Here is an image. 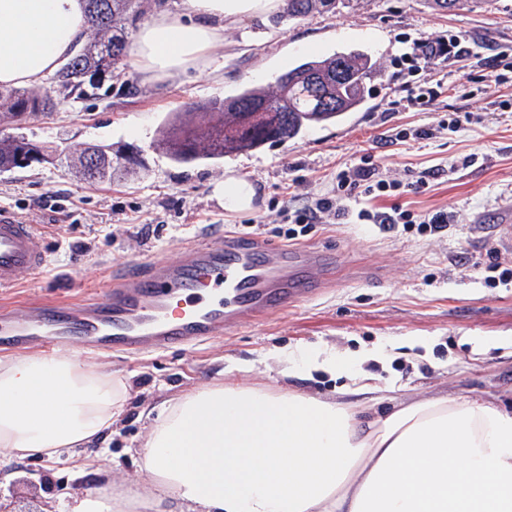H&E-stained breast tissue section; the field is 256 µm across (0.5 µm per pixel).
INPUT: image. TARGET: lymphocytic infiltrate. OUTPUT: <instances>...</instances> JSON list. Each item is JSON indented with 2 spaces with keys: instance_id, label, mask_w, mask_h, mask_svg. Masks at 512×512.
<instances>
[{
  "instance_id": "1",
  "label": "lymphocytic infiltrate",
  "mask_w": 512,
  "mask_h": 512,
  "mask_svg": "<svg viewBox=\"0 0 512 512\" xmlns=\"http://www.w3.org/2000/svg\"><path fill=\"white\" fill-rule=\"evenodd\" d=\"M404 49L393 60L394 66L411 74L429 72L433 65L470 54L472 41L463 35L443 32L432 38L405 36ZM408 189L419 190V183H403L402 180L384 173L373 156H362L358 163L341 170L336 177L334 196L306 195L284 201L278 211L281 227L278 234L286 242H298L309 236L316 225L333 224L349 215H356L365 224H378L383 229L393 230L397 226L416 229L422 236L441 232L455 216L445 209L415 214L400 208L391 211L362 209L351 212L350 202L358 195L372 198L391 192Z\"/></svg>"
}]
</instances>
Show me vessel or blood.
Wrapping results in <instances>:
<instances>
[{
	"mask_svg": "<svg viewBox=\"0 0 512 512\" xmlns=\"http://www.w3.org/2000/svg\"><path fill=\"white\" fill-rule=\"evenodd\" d=\"M47 262L37 225L0 210V288ZM324 264L314 250L249 236L206 238L177 260L115 277L99 298L1 305L0 348L52 354L78 345L136 356L200 345L312 299Z\"/></svg>",
	"mask_w": 512,
	"mask_h": 512,
	"instance_id": "b4317fda",
	"label": "vessel or blood"
}]
</instances>
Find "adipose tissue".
I'll list each match as a JSON object with an SVG mask.
<instances>
[{
    "label": "adipose tissue",
    "instance_id": "1",
    "mask_svg": "<svg viewBox=\"0 0 512 512\" xmlns=\"http://www.w3.org/2000/svg\"><path fill=\"white\" fill-rule=\"evenodd\" d=\"M284 0H184L139 29L130 57L144 80L208 66L224 30ZM85 0H0V86L40 82L80 46ZM213 196L254 209L253 182L227 170ZM285 377L348 376L362 402L228 381L184 395L154 419L143 452L148 493L106 489L69 512H162L175 496L194 512H512V412L469 394L383 397L366 356L331 348L275 351ZM124 379L77 354L0 358V450L74 455L111 428Z\"/></svg>",
    "mask_w": 512,
    "mask_h": 512
}]
</instances>
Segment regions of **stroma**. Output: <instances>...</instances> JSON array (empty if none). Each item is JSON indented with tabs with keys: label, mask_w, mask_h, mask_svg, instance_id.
Here are the masks:
<instances>
[{
	"label": "stroma",
	"mask_w": 512,
	"mask_h": 512,
	"mask_svg": "<svg viewBox=\"0 0 512 512\" xmlns=\"http://www.w3.org/2000/svg\"><path fill=\"white\" fill-rule=\"evenodd\" d=\"M463 32L476 44L460 61L433 67L429 77L397 73L392 59L402 37ZM512 51V0H476L454 12L431 0H351L349 7L292 20L286 11L247 20L224 31V47L204 69L174 79L143 81L128 69L123 92L101 90L81 100H60L53 112L23 121V134L54 147L53 162L0 172V209L42 227L49 266L0 289V304L45 300L79 303L100 296L115 270L149 259L176 260L200 232L223 238L263 224L262 239L278 242L272 219L286 197L331 194L337 173L373 154L388 174L415 181L442 169L418 193L351 202L352 210L401 206L420 214L455 212L457 223L432 237L375 224H320L306 246L322 252L336 272L334 288L234 333L186 348L171 346L141 357L81 353L86 366L103 368L129 384L124 413L77 461L18 458L0 452V506L7 512H61L89 491L143 486L142 449L151 413L165 402L227 380L325 398L349 381L318 372L281 379L265 356L296 345L358 353L387 347L383 360L364 369L374 384L396 383L421 396L451 395L465 387L497 396L512 409V350L475 352L479 337L512 336V284L486 287L459 258L491 246L502 255L499 220L512 212V81L482 94L479 58ZM337 52H365L379 69L369 82L366 107L338 125H316L300 139L264 146L216 162L177 165L156 150L164 120L176 112L223 100L240 87L270 86L302 61ZM441 92L423 108L397 102L422 81ZM472 122L432 139L400 143L399 128L434 127L456 114ZM87 143L139 151L142 167L107 183L90 184L77 172L76 152ZM251 179L255 208L230 213L212 196L226 169ZM404 336L432 338L431 350L397 347ZM251 362L247 372L234 371Z\"/></svg>",
	"instance_id": "1"
}]
</instances>
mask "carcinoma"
Wrapping results in <instances>:
<instances>
[{"mask_svg":"<svg viewBox=\"0 0 512 512\" xmlns=\"http://www.w3.org/2000/svg\"><path fill=\"white\" fill-rule=\"evenodd\" d=\"M350 0H288V18H302L321 9L339 8ZM91 41L50 78L44 93L0 88V121L14 122L50 110L55 99H83L97 94L101 80H120L128 68V34L142 15L140 0H87ZM373 64L363 53H335L302 62L276 78V91L245 87L202 106L195 119L177 114L155 147L175 163L223 159L266 144L295 139L314 125L333 124L359 110L368 94ZM52 158V151L22 134L0 137V172L24 169ZM80 173L89 181L140 165L134 153L112 146L89 145L79 158Z\"/></svg>","mask_w":512,"mask_h":512,"instance_id":"obj_1","label":"carcinoma"}]
</instances>
